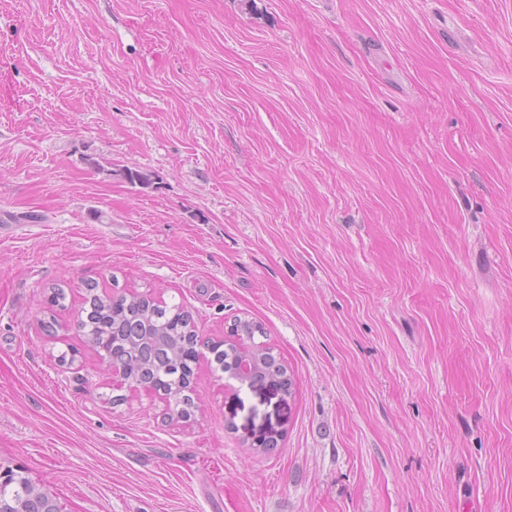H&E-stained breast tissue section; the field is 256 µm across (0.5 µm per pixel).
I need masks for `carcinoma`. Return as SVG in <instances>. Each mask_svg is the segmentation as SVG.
Here are the masks:
<instances>
[{
	"mask_svg": "<svg viewBox=\"0 0 512 512\" xmlns=\"http://www.w3.org/2000/svg\"><path fill=\"white\" fill-rule=\"evenodd\" d=\"M85 288V306L75 320L77 333L104 346L107 356L119 361L128 376L157 381L164 391L180 394L181 415L187 420L193 417L195 399L188 387L191 360L201 339L192 315L178 304H160L147 294H100L93 282L86 283ZM258 335L264 336L261 327L234 321L232 339L224 341V348L213 349L217 365L235 378L246 351L254 362L251 383L271 386L283 397L292 396L293 373L265 342L256 340ZM28 482V478L20 477L5 494L13 503L37 509L39 504L30 500Z\"/></svg>",
	"mask_w": 512,
	"mask_h": 512,
	"instance_id": "cac0c4a2",
	"label": "carcinoma"
}]
</instances>
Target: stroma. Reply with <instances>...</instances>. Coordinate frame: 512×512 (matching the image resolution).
I'll use <instances>...</instances> for the list:
<instances>
[{
	"mask_svg": "<svg viewBox=\"0 0 512 512\" xmlns=\"http://www.w3.org/2000/svg\"><path fill=\"white\" fill-rule=\"evenodd\" d=\"M88 281L192 313L190 421ZM238 317L292 397L217 367ZM0 464L62 512H512V0H0Z\"/></svg>",
	"mask_w": 512,
	"mask_h": 512,
	"instance_id": "obj_1",
	"label": "stroma"
}]
</instances>
